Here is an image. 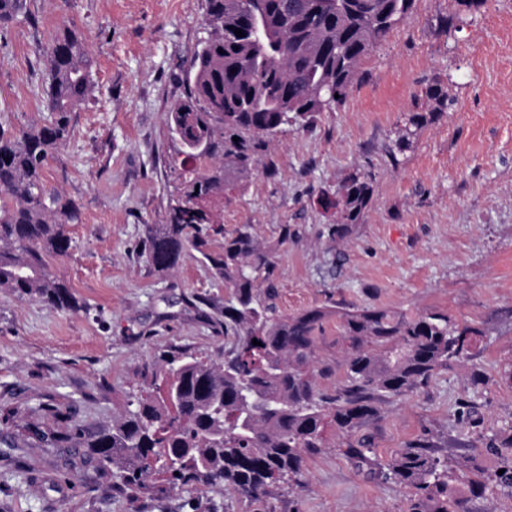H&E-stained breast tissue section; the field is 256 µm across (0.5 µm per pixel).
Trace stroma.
I'll return each instance as SVG.
<instances>
[{
  "label": "stroma",
  "mask_w": 512,
  "mask_h": 512,
  "mask_svg": "<svg viewBox=\"0 0 512 512\" xmlns=\"http://www.w3.org/2000/svg\"><path fill=\"white\" fill-rule=\"evenodd\" d=\"M31 8L34 23L10 24L0 44V123L45 118L36 48L60 28L81 32L94 59V93L44 169L47 187L80 213L66 227L69 251L49 265L81 309L0 290V406L50 397L92 434L150 390L161 356L184 349L220 364L234 349L224 333L232 291L199 253L164 273L138 255L147 226L165 223L177 194L173 167L184 155L170 110L205 35L203 10L201 0H31ZM437 82L453 100L439 115L425 95ZM430 111L410 147L389 158L410 113ZM269 154L275 175L259 168L243 181L224 204V230L250 225L269 252L280 318L330 310L320 357L340 354L336 309L437 311L484 333L476 357L383 404L361 427L375 459L388 462L419 439L456 458L465 444L512 431V0L461 12L452 0H416L341 107L311 128L287 127ZM356 171L371 174L373 202L339 239L316 195ZM286 226L295 238L283 239ZM476 372L485 385H473ZM68 456L0 444V512H407L410 496L358 467L332 433L301 485L280 484L267 503L162 479L134 496L68 466Z\"/></svg>",
  "instance_id": "stroma-1"
}]
</instances>
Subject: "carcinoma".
Wrapping results in <instances>:
<instances>
[{"mask_svg":"<svg viewBox=\"0 0 512 512\" xmlns=\"http://www.w3.org/2000/svg\"><path fill=\"white\" fill-rule=\"evenodd\" d=\"M414 0H202L207 36L193 56L186 98L170 112L171 128L189 158L222 157L209 176L181 174L183 188L166 223L149 227L143 256L167 272L191 249L234 289L224 305V333L236 338L222 366L185 350L164 359L153 379L163 395H140L124 415L86 438L71 418L65 432L33 422L28 437L50 448L85 449L71 465L103 473L118 484L146 487L160 474L155 458L177 457L171 481L221 483L262 500L280 483L301 484L306 458L334 428L339 445L359 464L370 461L372 442L356 436L379 417L381 405L409 395L452 365L470 360L482 332L447 315L415 317L367 307L338 312L346 347L334 363L319 360L318 333L327 311L276 318L275 295L257 297V280L270 276L269 253L247 224L224 233L220 210L242 180L268 155L270 143L294 123L314 125L342 104L363 62L411 13ZM30 15L29 0H0V26ZM245 36L238 37L234 29ZM42 88L48 116L12 133L0 128V289L78 311L69 286L49 269L47 257L70 248L64 225L79 220L75 204L46 189L42 173L68 138L72 113L93 92L94 61L85 39L70 29L56 34L42 54ZM238 141H233V138ZM372 176L353 173L338 190H323L319 208L336 217V237L361 221L373 200ZM221 249L210 250L213 238ZM261 342L255 345L252 340ZM337 371L336 390L316 379ZM489 447L500 452L503 474H488L477 453L442 458L426 440L405 445L377 479L413 489L408 512H472L489 485L512 489V433ZM469 496L460 494L459 485Z\"/></svg>","mask_w":512,"mask_h":512,"instance_id":"1","label":"carcinoma"}]
</instances>
